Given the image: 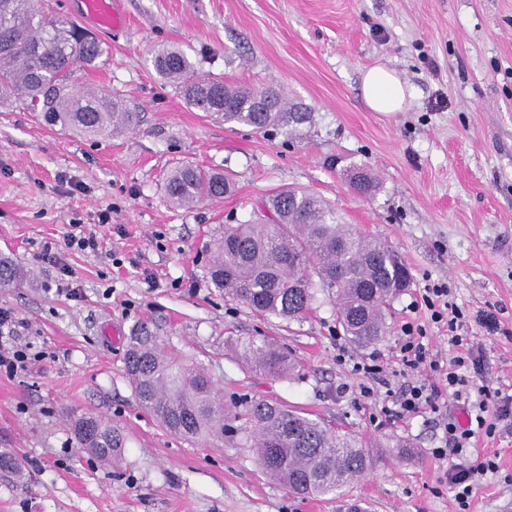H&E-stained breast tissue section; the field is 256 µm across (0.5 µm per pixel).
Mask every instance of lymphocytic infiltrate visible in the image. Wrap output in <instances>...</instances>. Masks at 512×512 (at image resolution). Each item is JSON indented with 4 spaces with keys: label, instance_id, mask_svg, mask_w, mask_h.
Instances as JSON below:
<instances>
[{
    "label": "lymphocytic infiltrate",
    "instance_id": "obj_1",
    "mask_svg": "<svg viewBox=\"0 0 512 512\" xmlns=\"http://www.w3.org/2000/svg\"><path fill=\"white\" fill-rule=\"evenodd\" d=\"M448 294V288L437 283L426 288L422 300L430 312L431 321L448 327V342L457 349L450 361L445 362L441 357L431 355L422 328L409 325L405 327L399 342L397 372H390L375 357L354 363L353 369L371 380L370 385L360 388L361 395L366 398L373 397L374 385L388 386L393 377H401L398 391L393 393L390 403L380 409L382 423L420 413L430 412L435 415L436 424L442 432V445L434 449L433 454L439 458L452 456L456 459L455 464L442 471L439 480L454 489L455 500L463 508L467 505L474 485L482 476L497 472L499 466L490 457L475 464L462 463L461 458L470 448L477 432L490 435L494 433L498 422H512V394L498 388L484 389L482 400L469 405L467 409L468 415L475 420L474 425L464 426L449 419L443 396H451L458 403L464 402V394L471 379L481 378L483 374V361L481 348L465 342L461 334L463 315L449 302ZM13 323L12 310L0 307V369L12 375L25 370L35 358L30 345L18 344L13 337L7 336L6 331Z\"/></svg>",
    "mask_w": 512,
    "mask_h": 512
}]
</instances>
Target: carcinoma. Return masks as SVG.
Segmentation results:
<instances>
[{
  "mask_svg": "<svg viewBox=\"0 0 512 512\" xmlns=\"http://www.w3.org/2000/svg\"><path fill=\"white\" fill-rule=\"evenodd\" d=\"M0 0V107L19 103L42 114L51 126L75 127L90 136L118 126L133 128L138 113L107 90L83 91L77 68H94L104 48L88 39L73 21L46 13L25 0ZM157 75L188 105L224 117L226 123L259 132L293 127L311 119L308 107L276 93L265 105L263 87L232 84L221 77L201 78L177 47L154 57ZM351 184L370 193L376 176L357 168ZM230 178L178 163L165 178L163 193L173 206L189 210L231 192ZM273 213L267 224H228L209 246L207 275L227 296L260 315L301 321L316 300V287L331 291L336 320L357 346L378 341L387 332L385 311L410 284L404 263L386 244L357 232L322 198L294 188L273 192L262 202ZM31 279L17 261L0 257V288H18ZM243 363L272 377L295 375L297 362L271 337L234 339ZM125 373L136 399L168 431L185 439L224 438V402L208 368L188 360L171 338L149 320L127 338ZM253 447L263 470L303 496H326L363 478L372 467L366 446L306 413L257 400L250 404ZM78 447L103 462L123 448L119 429L100 417L72 422Z\"/></svg>",
  "mask_w": 512,
  "mask_h": 512,
  "instance_id": "carcinoma-1",
  "label": "carcinoma"
}]
</instances>
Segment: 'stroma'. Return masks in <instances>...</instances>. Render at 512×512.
Wrapping results in <instances>:
<instances>
[{
	"mask_svg": "<svg viewBox=\"0 0 512 512\" xmlns=\"http://www.w3.org/2000/svg\"><path fill=\"white\" fill-rule=\"evenodd\" d=\"M124 29H94L105 53L76 72L79 85L120 95L135 128L88 137L46 125L37 113L0 108V256L34 280L0 289L17 333L37 357L0 375V512H455L440 483L441 432L428 415L382 427L386 393L361 396L354 362H391L406 325H421L449 358L446 325L422 307L425 286H448L463 333L484 350L490 387L512 393V0H122ZM164 46L197 71L273 86L310 107L313 126L267 135L186 104L156 74ZM382 65L406 81V111L365 104L360 75ZM227 172L234 190L190 210L171 207L161 185L175 163ZM376 172L371 194L351 187L352 167ZM301 187L328 200L346 223L403 257L410 286L393 300L389 332L357 347L334 303L318 294L302 321L261 318L210 282L206 246L225 225L263 223L273 190ZM110 211L109 224L98 216ZM103 238L101 253L64 248L73 225ZM59 249L74 297L57 294L42 260ZM210 371L224 400L222 439L188 441L139 406L124 371L126 338L140 320ZM271 336L299 364L293 378L248 373L229 346ZM263 399L301 410L369 446L375 461L331 495L303 498L273 481L252 448L247 410ZM99 416L124 437L102 463L73 440L70 423ZM493 454L466 512H512V425L476 436L469 459Z\"/></svg>",
	"mask_w": 512,
	"mask_h": 512,
	"instance_id": "35a3bbf8",
	"label": "stroma"
}]
</instances>
